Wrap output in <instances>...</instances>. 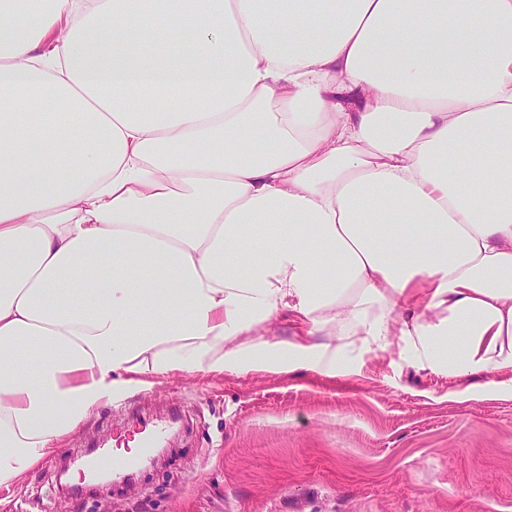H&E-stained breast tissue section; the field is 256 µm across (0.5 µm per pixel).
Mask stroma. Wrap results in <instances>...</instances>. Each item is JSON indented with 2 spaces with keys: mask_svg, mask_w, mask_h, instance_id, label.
<instances>
[{
  "mask_svg": "<svg viewBox=\"0 0 512 512\" xmlns=\"http://www.w3.org/2000/svg\"><path fill=\"white\" fill-rule=\"evenodd\" d=\"M486 381L454 398L399 360L352 377L179 374L92 412L0 487V512H512V396ZM171 420L161 464L66 496L58 477L88 449Z\"/></svg>",
  "mask_w": 512,
  "mask_h": 512,
  "instance_id": "1",
  "label": "stroma"
}]
</instances>
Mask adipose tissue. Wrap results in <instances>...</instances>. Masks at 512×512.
<instances>
[{
    "label": "adipose tissue",
    "mask_w": 512,
    "mask_h": 512,
    "mask_svg": "<svg viewBox=\"0 0 512 512\" xmlns=\"http://www.w3.org/2000/svg\"><path fill=\"white\" fill-rule=\"evenodd\" d=\"M15 3L0 487L188 371L512 393V0Z\"/></svg>",
    "instance_id": "ef3b65f1"
}]
</instances>
